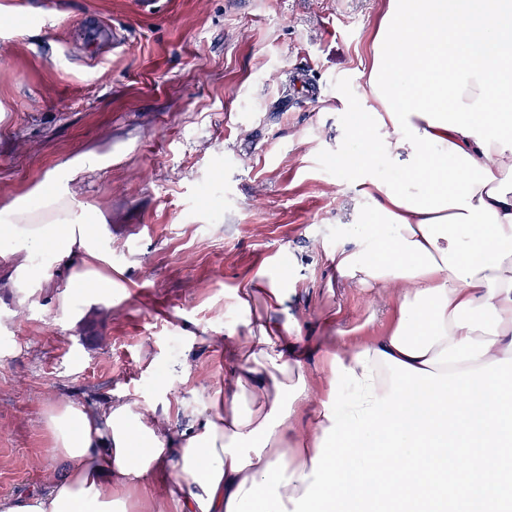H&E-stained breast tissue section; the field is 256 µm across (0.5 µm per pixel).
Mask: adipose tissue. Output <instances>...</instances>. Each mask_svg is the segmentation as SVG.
Wrapping results in <instances>:
<instances>
[{
	"instance_id": "adipose-tissue-1",
	"label": "adipose tissue",
	"mask_w": 512,
	"mask_h": 512,
	"mask_svg": "<svg viewBox=\"0 0 512 512\" xmlns=\"http://www.w3.org/2000/svg\"><path fill=\"white\" fill-rule=\"evenodd\" d=\"M367 86L370 110L346 131L362 146L350 164L354 188L375 203L365 219L371 244L339 248L331 260L341 278L391 286L400 297L382 336L324 349L326 381L336 358L362 372L363 349L417 367L469 337L490 341L484 362L511 358L512 0H387ZM378 151L417 192L365 177ZM43 198L55 219L18 205L0 240L79 257L72 279L88 287V301L110 294L111 275L94 267L103 258L100 225L91 216L71 223V205L56 187ZM388 226L396 235H385ZM259 294L266 303L256 312ZM285 300L276 280L239 296L244 330L224 338L234 356L226 388L176 443L153 411L122 401L51 407L45 429L64 470L42 492L0 497V512H132L130 493L145 480L180 512H227L243 480L263 481L282 454L292 479L280 494L302 496L331 422L305 380L302 337L275 320ZM304 413L311 423L301 431L296 419Z\"/></svg>"
}]
</instances>
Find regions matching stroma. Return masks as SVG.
<instances>
[{
    "label": "stroma",
    "mask_w": 512,
    "mask_h": 512,
    "mask_svg": "<svg viewBox=\"0 0 512 512\" xmlns=\"http://www.w3.org/2000/svg\"><path fill=\"white\" fill-rule=\"evenodd\" d=\"M386 0H0V225L53 180L102 226L111 295L68 309L70 267L0 245V496L62 471L44 430L62 400L155 412L178 437L224 386L237 298L286 280L288 328L317 352L382 335L399 291L344 282L365 242L346 110L367 107ZM111 25L120 46H98ZM47 270L31 293L19 264Z\"/></svg>",
    "instance_id": "stroma-1"
}]
</instances>
